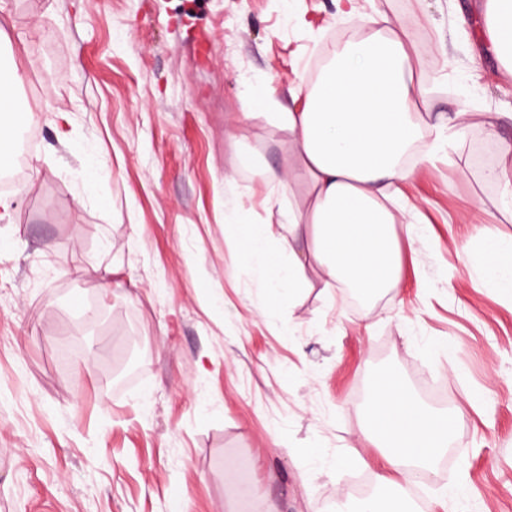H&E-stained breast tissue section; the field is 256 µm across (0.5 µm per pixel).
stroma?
I'll use <instances>...</instances> for the list:
<instances>
[{
  "label": "stroma",
  "instance_id": "stroma-1",
  "mask_svg": "<svg viewBox=\"0 0 512 512\" xmlns=\"http://www.w3.org/2000/svg\"><path fill=\"white\" fill-rule=\"evenodd\" d=\"M484 0H0V72L37 130L0 220V512H333L348 476L404 484L368 438L371 375L457 416L425 512H512V297L483 239L512 241V76ZM405 24L431 114L398 195L403 277L362 308L308 271L269 303L272 249L307 183L263 185L232 140L295 163L275 113L360 19ZM268 89L266 109L249 88ZM499 113L488 127L489 113ZM268 225L245 254L224 221Z\"/></svg>",
  "mask_w": 512,
  "mask_h": 512
}]
</instances>
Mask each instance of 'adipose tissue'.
Here are the masks:
<instances>
[{"label": "adipose tissue", "mask_w": 512, "mask_h": 512, "mask_svg": "<svg viewBox=\"0 0 512 512\" xmlns=\"http://www.w3.org/2000/svg\"><path fill=\"white\" fill-rule=\"evenodd\" d=\"M485 9L493 49L512 55V0H486ZM366 23L371 35L336 50L314 87L300 88L301 111L276 115L307 177L309 203L289 210L287 236L265 254L272 294H300L311 267L367 300L401 281L397 217L384 198L414 173L403 158L427 126L419 110L425 93L405 25L392 29L381 17ZM21 78L17 72L0 84V172L14 166L15 132L31 120L15 98ZM367 412L390 422L375 440L387 467L402 474L429 468L455 432L447 413L422 405L394 376L371 391Z\"/></svg>", "instance_id": "ef3b65f1"}]
</instances>
